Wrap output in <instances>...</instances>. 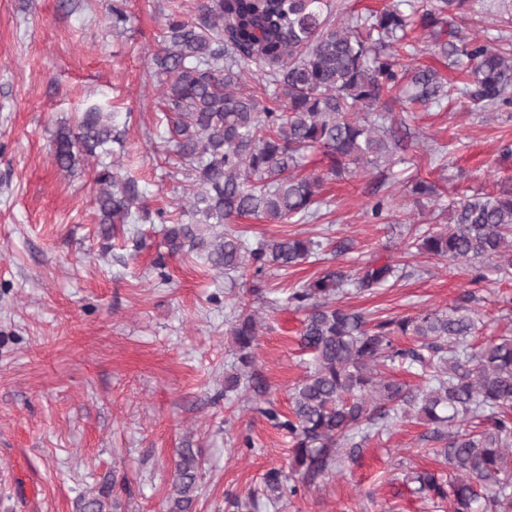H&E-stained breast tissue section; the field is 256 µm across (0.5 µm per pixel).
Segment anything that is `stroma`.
<instances>
[{
    "label": "stroma",
    "instance_id": "1",
    "mask_svg": "<svg viewBox=\"0 0 512 512\" xmlns=\"http://www.w3.org/2000/svg\"><path fill=\"white\" fill-rule=\"evenodd\" d=\"M498 0H469L455 25L466 35L512 37ZM112 0H0V512H77L81 497L111 488L118 512H167L178 448H193L204 478L193 512H225L259 493L254 512H448V502L413 493L407 477L438 469L426 425L408 420L370 436L356 459L317 487L272 507L265 474L289 470L284 432L224 392L235 362L229 333L242 308L262 328L257 368L281 411L305 375L299 346L304 315L292 288L328 269L368 261L406 263L410 275L345 307L384 320L413 316L470 295L481 340L512 333L498 304L512 293L492 264L471 283L460 266L406 253L404 225L375 223L372 204L402 193L418 176L436 184L413 214L449 199L512 187V107L477 112L463 99L402 113L408 147L387 177L349 176L323 187L318 221L232 220L249 239L285 235L321 242L323 252L288 272L270 270L251 301L239 275L194 255L166 256L158 218L126 225L104 240L94 204L93 161L60 172L51 141L78 113H118L123 141L113 158L135 176L150 211L171 210L181 181L154 146L160 89L152 58L168 0H125L113 33Z\"/></svg>",
    "mask_w": 512,
    "mask_h": 512
}]
</instances>
